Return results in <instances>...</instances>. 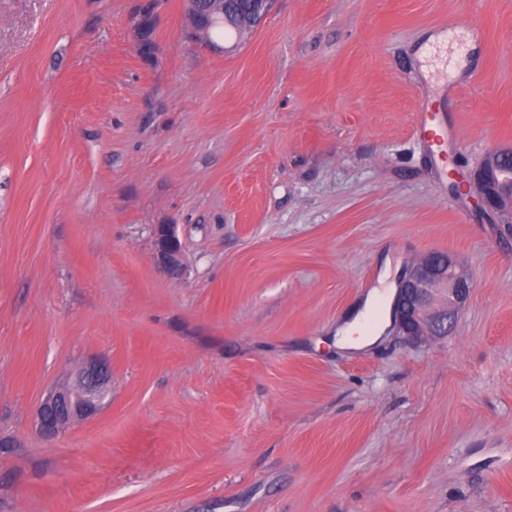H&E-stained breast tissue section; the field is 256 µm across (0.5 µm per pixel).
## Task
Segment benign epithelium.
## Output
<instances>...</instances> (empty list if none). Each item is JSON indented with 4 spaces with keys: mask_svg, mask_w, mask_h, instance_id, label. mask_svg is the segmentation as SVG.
<instances>
[{
    "mask_svg": "<svg viewBox=\"0 0 512 512\" xmlns=\"http://www.w3.org/2000/svg\"><path fill=\"white\" fill-rule=\"evenodd\" d=\"M191 23V38L208 49L222 53L224 47L209 40L210 27L228 23L224 12L204 7L206 0H184ZM512 149L490 152L474 171L472 182L482 207L496 213L512 236V165L505 166V155ZM154 262L171 277L182 270V245L175 225L154 226ZM473 281L458 269L456 259L447 253H428L414 263L400 279L395 296V320L399 330L412 342L448 336L456 326L459 313L466 305ZM111 393L106 369L90 365L83 370L76 388L51 391L42 401L38 428L47 437L57 436L65 427L94 416Z\"/></svg>",
    "mask_w": 512,
    "mask_h": 512,
    "instance_id": "7a95c632",
    "label": "benign epithelium"
}]
</instances>
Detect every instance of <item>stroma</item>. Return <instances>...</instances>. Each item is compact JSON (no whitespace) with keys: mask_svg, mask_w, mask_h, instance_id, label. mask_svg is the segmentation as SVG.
<instances>
[{"mask_svg":"<svg viewBox=\"0 0 512 512\" xmlns=\"http://www.w3.org/2000/svg\"><path fill=\"white\" fill-rule=\"evenodd\" d=\"M224 44L183 0H0V512H512V237L465 183L512 147V0H276ZM431 251L456 330L337 347ZM90 363L109 399L45 441ZM175 225L154 226V262L171 277H177L182 270V245L176 234ZM381 296L382 294L378 290L371 292L366 299L364 310L356 313L350 320L346 321V323L341 328L336 330L337 343L340 346L357 349L370 345L376 341L378 338L376 334L359 337H354V334L359 332L368 310Z\"/></svg>","mask_w":512,"mask_h":512,"instance_id":"35a3bbf8","label":"stroma"}]
</instances>
